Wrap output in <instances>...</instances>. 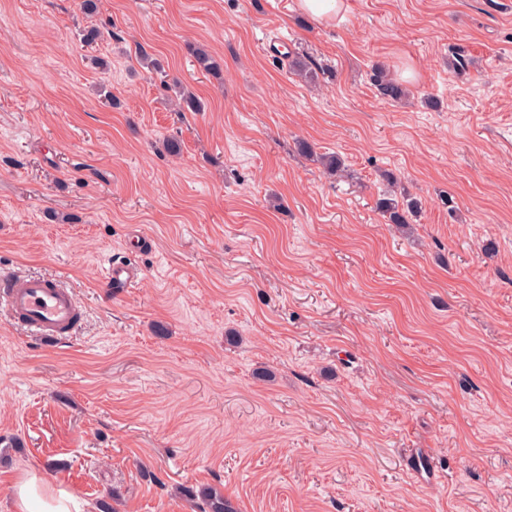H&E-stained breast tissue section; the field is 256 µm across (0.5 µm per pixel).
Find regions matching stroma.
<instances>
[{"label": "stroma", "instance_id": "35a3bbf8", "mask_svg": "<svg viewBox=\"0 0 512 512\" xmlns=\"http://www.w3.org/2000/svg\"><path fill=\"white\" fill-rule=\"evenodd\" d=\"M80 2L0 0V273L86 311L58 348L0 315V512L30 471L85 512H512V0ZM342 0H298L299 8L317 25H331L340 14ZM373 81L381 97L389 100H402L408 96V90L397 82L384 67L374 69ZM387 189L377 201V209L389 224L403 227L411 224L419 212V202L407 192L398 190V178L393 173L384 175ZM399 191V192H398ZM138 278V269L131 263L110 262L106 270L105 283L112 288H127ZM180 492L200 512H235L228 500L217 497L212 491H196L193 487L184 486Z\"/></svg>", "mask_w": 512, "mask_h": 512}]
</instances>
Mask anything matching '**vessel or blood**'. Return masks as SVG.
I'll return each mask as SVG.
<instances>
[{"label":"vessel or blood","mask_w":512,"mask_h":512,"mask_svg":"<svg viewBox=\"0 0 512 512\" xmlns=\"http://www.w3.org/2000/svg\"><path fill=\"white\" fill-rule=\"evenodd\" d=\"M138 277L129 263L109 264L105 281L125 288ZM0 306L14 323L29 329L42 341L58 344L73 335L83 319V307L73 289L60 277L41 275H0Z\"/></svg>","instance_id":"b4317fda"}]
</instances>
